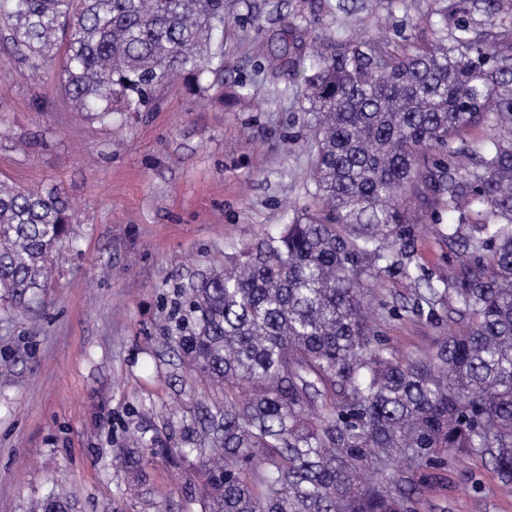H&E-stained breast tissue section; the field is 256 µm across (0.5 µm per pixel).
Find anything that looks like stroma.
Returning <instances> with one entry per match:
<instances>
[{"instance_id":"35a3bbf8","label":"stroma","mask_w":512,"mask_h":512,"mask_svg":"<svg viewBox=\"0 0 512 512\" xmlns=\"http://www.w3.org/2000/svg\"><path fill=\"white\" fill-rule=\"evenodd\" d=\"M219 44L224 89L159 88L151 110L122 127L89 121L58 87L59 59L31 68L0 25V179L26 189L57 188L77 212V243L53 259L43 306L0 309V512H28L53 481H64L78 512H144L125 492L115 463L130 428L178 437L198 405L223 403L168 349L167 317L177 288L215 263H230L277 233L308 205L307 119L299 87L275 76L282 48L310 56L305 38L283 42L295 13L320 18L332 35L379 40L397 31L430 39L432 0H228ZM475 30L512 51V0L474 12ZM247 99L229 103L236 83ZM418 237L419 261L445 280L457 263L439 240L447 211ZM394 349L416 355L438 334L407 316L380 329ZM196 461L147 465L152 497L170 512H201L186 486ZM416 512H512L484 459L450 462L420 489Z\"/></svg>"}]
</instances>
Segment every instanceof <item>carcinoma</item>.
Instances as JSON below:
<instances>
[{"mask_svg":"<svg viewBox=\"0 0 512 512\" xmlns=\"http://www.w3.org/2000/svg\"><path fill=\"white\" fill-rule=\"evenodd\" d=\"M227 0H0L12 49L33 68L63 56L66 99L106 125L143 112L181 78L224 82L215 40ZM424 44L392 47L356 34L322 42L311 61L279 67L305 86L309 196L274 235L178 288L170 349L224 404L204 406L179 437L141 434L122 449L129 486L148 456L207 472L202 512H415L422 483L448 453L488 460L512 484V53L474 35L468 8L444 10ZM488 127L476 146L459 139ZM442 158L429 161L426 152ZM431 192L454 222L453 282L418 261L407 200ZM58 190L0 182V300L41 302L56 248L73 243ZM383 281L411 293L364 315ZM427 316L439 329L423 355L397 353L377 322ZM57 485L32 512H74Z\"/></svg>","mask_w":512,"mask_h":512,"instance_id":"1","label":"carcinoma"}]
</instances>
